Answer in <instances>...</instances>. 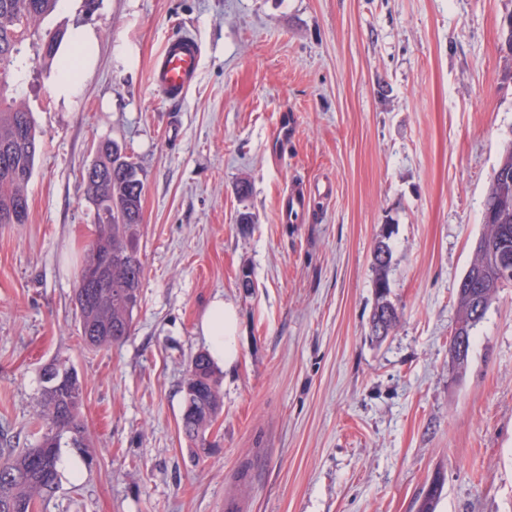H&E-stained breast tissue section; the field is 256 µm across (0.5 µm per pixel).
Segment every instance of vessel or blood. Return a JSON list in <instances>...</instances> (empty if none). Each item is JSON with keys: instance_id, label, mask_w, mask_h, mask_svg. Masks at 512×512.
Listing matches in <instances>:
<instances>
[{"instance_id": "b4317fda", "label": "vessel or blood", "mask_w": 512, "mask_h": 512, "mask_svg": "<svg viewBox=\"0 0 512 512\" xmlns=\"http://www.w3.org/2000/svg\"><path fill=\"white\" fill-rule=\"evenodd\" d=\"M201 60L202 47L198 42L182 35L171 38L153 61L151 82L168 100L181 101L193 85ZM306 203L307 195L302 189L296 188L287 193L280 203L281 223H297Z\"/></svg>"}]
</instances>
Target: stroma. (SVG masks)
<instances>
[{
	"label": "stroma",
	"instance_id": "obj_1",
	"mask_svg": "<svg viewBox=\"0 0 512 512\" xmlns=\"http://www.w3.org/2000/svg\"><path fill=\"white\" fill-rule=\"evenodd\" d=\"M512 0H74L41 22L88 26L97 64L73 104L25 48L14 94L41 141L29 219L0 224V448L31 441L51 361L84 381L89 447L38 512H512V285L448 358L456 289L512 144ZM203 47L184 102L153 87L173 35ZM293 128L280 136L281 114ZM123 144L144 182L131 336L84 346L76 276L95 231L80 179ZM311 188L296 224L281 195ZM248 195H240V184ZM253 222L242 225L241 213ZM391 226V299L369 338L373 250ZM252 285L240 287L242 274ZM217 299L237 312L220 369L219 446L194 456L180 387ZM462 327V328H461ZM465 326L457 323L454 327V331L452 333L453 337L451 339L450 345L448 347V356L449 361L451 363H455L461 359H463L467 354L466 361L463 363L455 364L452 367L459 373L465 370L468 366L469 362V353H468V344H469V336L465 329ZM456 328V330H455Z\"/></svg>",
	"mask_w": 512,
	"mask_h": 512
}]
</instances>
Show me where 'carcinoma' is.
<instances>
[{
    "instance_id": "carcinoma-1",
    "label": "carcinoma",
    "mask_w": 512,
    "mask_h": 512,
    "mask_svg": "<svg viewBox=\"0 0 512 512\" xmlns=\"http://www.w3.org/2000/svg\"><path fill=\"white\" fill-rule=\"evenodd\" d=\"M58 0H0V224H24L29 217L28 186L39 150L32 113L9 93L10 69L36 25L49 16ZM58 29L40 39L43 59L53 62L64 38ZM92 172L83 177L93 206L96 247L112 254V264L95 272V280H76L74 306L78 334L92 349L110 348L131 335L133 312L139 301L143 275L138 232L143 223V180L139 168L118 142L98 146ZM497 211V222L484 224L481 238L487 249L499 237L512 236V184L491 178L484 210ZM391 233L380 235L373 255L375 303L389 313L388 328L399 322L390 300ZM60 362L42 370L39 409L33 420L37 441L30 448H0V512H37V502L58 485V460L65 447L86 448L88 437L80 418L83 385L77 372L62 375ZM181 392L192 408L181 422L184 437L195 455L216 447L210 431L222 411L215 363L206 351L192 358ZM444 483L438 482L419 498L418 512H435Z\"/></svg>"
}]
</instances>
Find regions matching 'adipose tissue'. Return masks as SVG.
Here are the masks:
<instances>
[{"instance_id":"1","label":"adipose tissue","mask_w":512,"mask_h":512,"mask_svg":"<svg viewBox=\"0 0 512 512\" xmlns=\"http://www.w3.org/2000/svg\"><path fill=\"white\" fill-rule=\"evenodd\" d=\"M98 39L93 30L78 29L71 33L67 45L59 54L54 92L58 99L71 102L83 87L86 72L94 65ZM237 317L233 306L215 300L207 309L200 324L213 359L232 365L238 355L236 339Z\"/></svg>"}]
</instances>
